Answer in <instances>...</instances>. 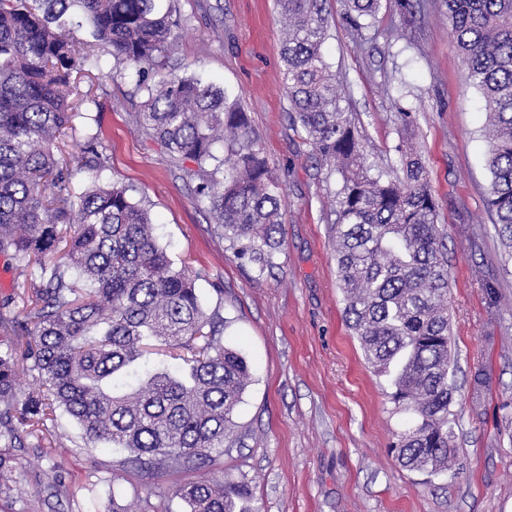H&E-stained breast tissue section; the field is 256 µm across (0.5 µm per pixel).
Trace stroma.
Returning <instances> with one entry per match:
<instances>
[{
    "label": "stroma",
    "instance_id": "obj_1",
    "mask_svg": "<svg viewBox=\"0 0 512 512\" xmlns=\"http://www.w3.org/2000/svg\"><path fill=\"white\" fill-rule=\"evenodd\" d=\"M180 19L171 53L207 82L237 96L282 184L280 247L256 278L217 231L196 183L135 123L142 99L133 79L112 78V59L79 77L96 99L66 157L89 136L104 146L95 170H74L73 194L90 182L132 186L151 206L155 235L175 266L200 274L206 311L224 319L223 345L247 360L252 381L224 451L205 466L166 474L125 465V452L87 448L58 413L50 450L28 436L9 457L12 489L0 512H187L176 488L231 476L244 485L246 512H512V275L507 250L485 203L490 173L483 102L468 86L443 0H426L415 27L394 33L398 16L381 6L357 48L344 0H327L326 59L351 89L350 109L380 164L398 163L409 143L425 167L448 248L456 414L455 463L431 475L400 465L398 435L415 417L396 412L387 378L366 362L345 322L332 212L338 185L321 169L289 110L281 27L273 0H176ZM413 105L402 136L397 105ZM17 259L0 254V321L23 320L27 293ZM490 380L472 394L476 368Z\"/></svg>",
    "mask_w": 512,
    "mask_h": 512
}]
</instances>
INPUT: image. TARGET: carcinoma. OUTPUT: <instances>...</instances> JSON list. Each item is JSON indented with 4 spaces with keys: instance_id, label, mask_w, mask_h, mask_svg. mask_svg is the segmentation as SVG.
<instances>
[{
    "instance_id": "obj_1",
    "label": "carcinoma",
    "mask_w": 512,
    "mask_h": 512,
    "mask_svg": "<svg viewBox=\"0 0 512 512\" xmlns=\"http://www.w3.org/2000/svg\"><path fill=\"white\" fill-rule=\"evenodd\" d=\"M161 0H0V253L34 263L26 320L9 326L0 352V439L22 433L52 445L58 410L91 448H123L127 463L169 473L224 450L226 431L250 380L246 360L217 344L223 319L196 293L200 274L177 268L158 244L150 209L131 188L93 184L77 200L57 141L76 130L83 106L73 73L109 49L112 78H135L136 124L190 161L185 174L256 278L273 267L285 203L281 185L239 99L168 66L173 7ZM326 0H275L283 23V82L291 111L334 193L336 264L345 313L365 360L388 378L391 400L417 415L399 435L398 460L438 474L454 456L449 382L445 234L421 158L399 167L370 160L350 112L347 86L326 61ZM355 43L367 40L381 0H345ZM469 85L482 96L490 142L486 206L512 248V0H445ZM423 0H393L411 24ZM87 28L92 41L74 36ZM58 188L53 196L45 187ZM177 361L150 362L153 343ZM27 372L39 390L22 398ZM189 512H236L242 485L228 477L185 484Z\"/></svg>"
}]
</instances>
